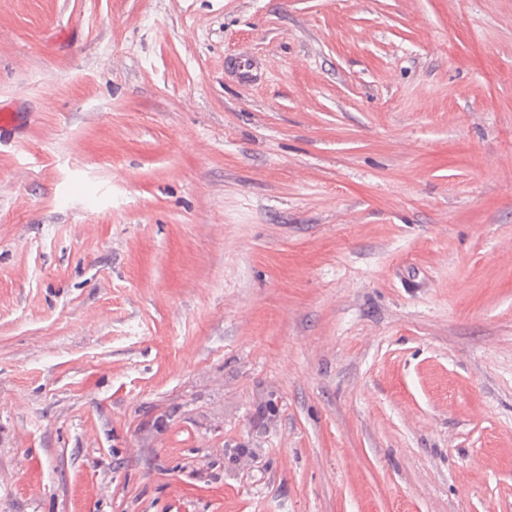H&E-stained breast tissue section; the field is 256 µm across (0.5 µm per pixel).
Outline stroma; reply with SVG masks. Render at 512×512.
<instances>
[{"mask_svg":"<svg viewBox=\"0 0 512 512\" xmlns=\"http://www.w3.org/2000/svg\"><path fill=\"white\" fill-rule=\"evenodd\" d=\"M0 512H512V0H0Z\"/></svg>","mask_w":512,"mask_h":512,"instance_id":"obj_1","label":"stroma"}]
</instances>
